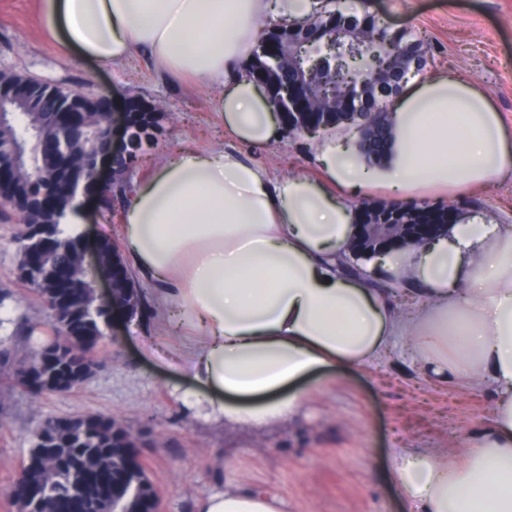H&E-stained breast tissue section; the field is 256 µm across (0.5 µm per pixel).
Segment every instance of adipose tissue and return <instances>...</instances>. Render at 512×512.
<instances>
[{
	"mask_svg": "<svg viewBox=\"0 0 512 512\" xmlns=\"http://www.w3.org/2000/svg\"><path fill=\"white\" fill-rule=\"evenodd\" d=\"M272 9L290 22L314 0H43L65 50L116 68L136 52L159 75L221 87L226 128L252 145L280 134L247 68ZM389 120L381 166L327 144L318 179L274 177L220 145L177 151L129 197L124 262L150 291L155 320L183 335V404L227 426L290 418L311 378L368 367L402 342L432 377L491 382L493 420L465 433L460 465L408 448L392 478L409 512H512V224L459 219L388 257L379 287L346 269L357 214L337 195L478 186L512 169V141L490 99L453 76L414 80ZM403 292L422 305L400 311ZM195 509L283 512L277 497L242 487L230 461L223 491Z\"/></svg>",
	"mask_w": 512,
	"mask_h": 512,
	"instance_id": "obj_1",
	"label": "adipose tissue"
}]
</instances>
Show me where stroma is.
<instances>
[{"label":"stroma","instance_id":"35a3bbf8","mask_svg":"<svg viewBox=\"0 0 512 512\" xmlns=\"http://www.w3.org/2000/svg\"><path fill=\"white\" fill-rule=\"evenodd\" d=\"M356 15L372 14L395 32L420 41L424 74L462 77L485 92L512 139V0H341ZM0 69L24 71L94 98L104 97L116 119L128 100L156 114L147 153L119 173L121 183L147 175L182 147L221 144L266 165L276 176H319L313 141L282 132L277 141L252 147L224 129L217 89L156 74L141 56L120 69L61 48L41 0H0ZM473 200L468 213L512 224V176L469 190L436 195L434 205ZM19 219L0 223V512H19L10 496L34 435L49 419L98 415L137 434L141 462L161 495L163 512H193L195 502L221 490L224 464L234 460L243 487L276 495L284 512H405L389 477L406 448H445L458 459L464 431L492 417L490 383L443 382L421 372L411 347L398 345L381 364L312 380L298 413L255 430L226 427L204 410L186 408L179 372L142 358L145 337H158L154 319L116 317L94 350L101 369L63 393H34L8 381L13 363L30 359L53 332V317L14 271L21 254Z\"/></svg>","mask_w":512,"mask_h":512}]
</instances>
